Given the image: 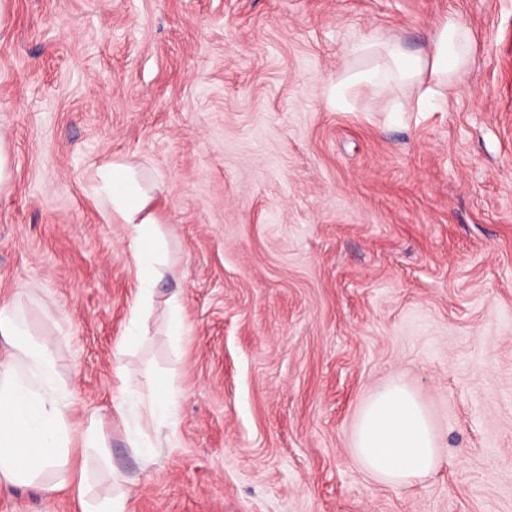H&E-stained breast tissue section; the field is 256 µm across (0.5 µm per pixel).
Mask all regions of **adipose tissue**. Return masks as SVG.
Returning a JSON list of instances; mask_svg holds the SVG:
<instances>
[{
    "label": "adipose tissue",
    "instance_id": "adipose-tissue-1",
    "mask_svg": "<svg viewBox=\"0 0 512 512\" xmlns=\"http://www.w3.org/2000/svg\"><path fill=\"white\" fill-rule=\"evenodd\" d=\"M359 55H380L374 66L337 78L328 105L341 107L353 87L380 88L398 81L417 96L404 111L423 109L443 98L455 74L472 60L468 29L444 19L428 54H413L400 43L371 35L354 45ZM103 206L112 221L128 225L137 293L123 336L135 343L146 333L147 308L166 264L164 238L150 207L152 197L134 166L115 160L98 170ZM0 341L13 348L11 361L0 365V488L40 482L56 474L57 488L71 479L74 447L94 449L93 428L70 420L72 403L57 384V363L48 342H34L17 304L0 303ZM354 452L378 480L406 487L435 470L441 461L438 436L417 395L397 381L379 389L363 408L355 430Z\"/></svg>",
    "mask_w": 512,
    "mask_h": 512
}]
</instances>
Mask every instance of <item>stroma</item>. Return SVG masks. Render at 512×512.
I'll list each match as a JSON object with an SVG mask.
<instances>
[{"label":"stroma","mask_w":512,"mask_h":512,"mask_svg":"<svg viewBox=\"0 0 512 512\" xmlns=\"http://www.w3.org/2000/svg\"><path fill=\"white\" fill-rule=\"evenodd\" d=\"M449 16L473 61L446 98L400 112L394 82L328 106L373 64L353 42L424 53ZM0 149V302L106 445L73 451L85 493L3 489L0 512L119 491L125 512H512V0H0ZM117 159L160 185L170 267L124 350L131 238L97 175ZM121 365L140 394L122 418ZM392 380L441 451L397 490L353 452ZM149 413L158 424H165L171 416L170 400L164 383L156 381L149 401Z\"/></svg>","instance_id":"35a3bbf8"}]
</instances>
